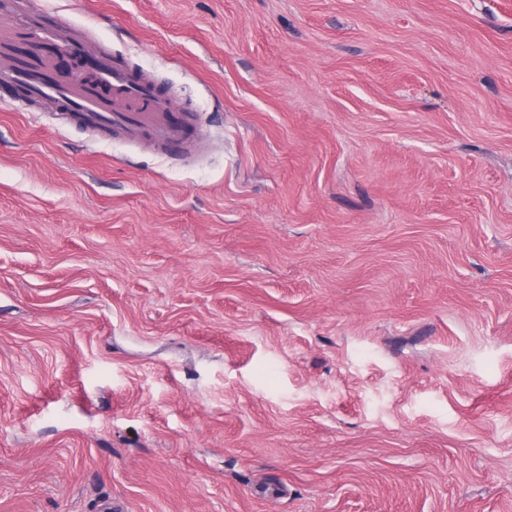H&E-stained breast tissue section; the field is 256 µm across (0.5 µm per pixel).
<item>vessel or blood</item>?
Masks as SVG:
<instances>
[{"instance_id":"b4317fda","label":"vessel or blood","mask_w":512,"mask_h":512,"mask_svg":"<svg viewBox=\"0 0 512 512\" xmlns=\"http://www.w3.org/2000/svg\"><path fill=\"white\" fill-rule=\"evenodd\" d=\"M24 14L35 38L52 41L73 53L85 46L62 28L48 26L43 17L24 12L21 0H0V14ZM96 81L35 79L14 69L0 71V83L20 84L31 99L46 98L63 120H76L97 133L139 138L178 147L192 137L187 118L178 112L171 98L160 92L144 75L128 70L105 51L96 54Z\"/></svg>"}]
</instances>
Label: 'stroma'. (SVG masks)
I'll list each match as a JSON object with an SVG mask.
<instances>
[{"label":"stroma","instance_id":"1","mask_svg":"<svg viewBox=\"0 0 512 512\" xmlns=\"http://www.w3.org/2000/svg\"><path fill=\"white\" fill-rule=\"evenodd\" d=\"M193 151L0 88V512H512V0H26Z\"/></svg>","mask_w":512,"mask_h":512}]
</instances>
